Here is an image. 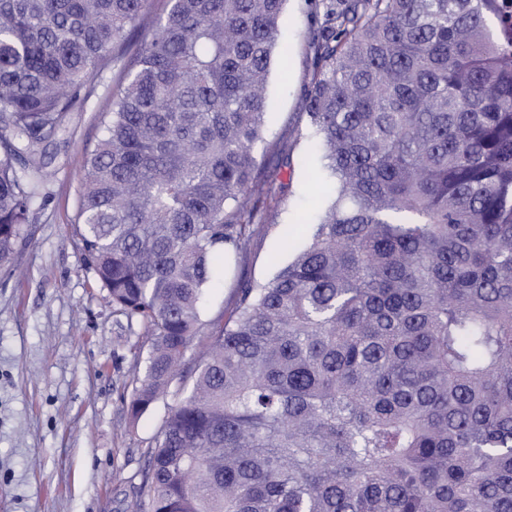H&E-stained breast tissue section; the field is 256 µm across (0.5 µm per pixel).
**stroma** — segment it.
<instances>
[{"label":"stroma","instance_id":"stroma-1","mask_svg":"<svg viewBox=\"0 0 512 512\" xmlns=\"http://www.w3.org/2000/svg\"><path fill=\"white\" fill-rule=\"evenodd\" d=\"M309 0H288L279 23L287 63L267 78L271 113L262 174L280 188L244 257L217 264L199 313L194 358L241 278L262 282L304 244L317 218L312 168L321 152L297 99L312 78ZM123 67H106L58 149L49 199L24 225L13 266L0 268V512H129L146 450L170 400L137 420L127 406L147 345L128 329L84 261L74 234L83 153L101 135L99 114ZM293 248H286L285 239Z\"/></svg>","mask_w":512,"mask_h":512}]
</instances>
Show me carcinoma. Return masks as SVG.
<instances>
[{"label":"carcinoma","mask_w":512,"mask_h":512,"mask_svg":"<svg viewBox=\"0 0 512 512\" xmlns=\"http://www.w3.org/2000/svg\"><path fill=\"white\" fill-rule=\"evenodd\" d=\"M149 0H0V266ZM287 0H168L111 90L74 233L176 399L132 512H512V22L497 0H317L300 97L333 178L306 244L242 278Z\"/></svg>","instance_id":"1"}]
</instances>
